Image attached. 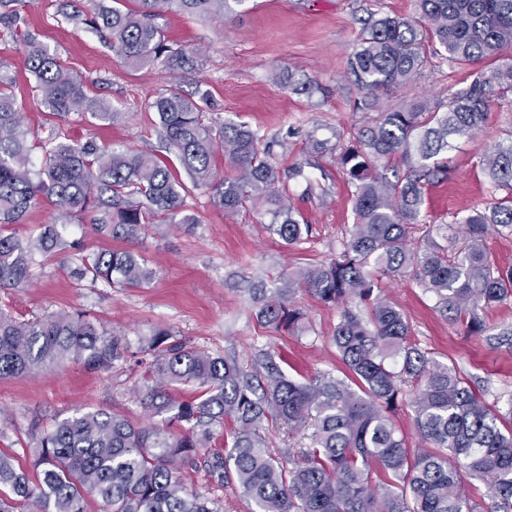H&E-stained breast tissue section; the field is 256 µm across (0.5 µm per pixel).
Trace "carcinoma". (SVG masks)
I'll use <instances>...</instances> for the list:
<instances>
[{"label":"carcinoma","instance_id":"1","mask_svg":"<svg viewBox=\"0 0 512 512\" xmlns=\"http://www.w3.org/2000/svg\"><path fill=\"white\" fill-rule=\"evenodd\" d=\"M243 0H139L122 10L88 0L89 22L109 34L112 50L131 66L162 57L180 73L199 55L174 50L161 38L154 17L185 12L219 18ZM419 20L370 16L348 59V71L371 110L380 93L414 77L426 65L425 39L448 53V61L475 64L512 47V0H416ZM28 70L52 114L86 115L115 123L122 113L88 96L84 82L56 54L31 38L21 40ZM14 79L0 75V288H24L38 257L64 250L73 279L91 287L139 288L155 272L129 249L89 250L64 238L58 224L23 235L17 225L46 202L86 215L96 232L130 241L145 225L195 224L185 213L188 187L214 191L227 216L253 201L269 217L266 231L288 246L311 232L288 204L280 170L261 149L262 136L243 124L213 115L210 92L171 93L150 107L159 136L174 157L146 147L106 148L94 139L52 133L29 141L12 91ZM512 94V63L476 72L469 86L446 101H420L377 113L357 139L339 147L310 137L309 153L336 154L354 187L356 224L341 248L319 265L298 269L271 293L252 289L257 318L267 328L297 331L304 315L293 303L298 289L339 311L332 341L347 368L343 377L317 373L295 381L270 354L253 370L237 360L213 356L159 329L144 351L159 380L140 399L142 408L165 416V425L143 427L104 409L78 411L50 428L38 423L31 469L15 467L0 454V512H85L88 498L104 512H220L218 505L184 482L181 465L211 446L214 427L231 419L230 449L212 454L210 472L235 481L254 512H479L472 481L484 482L492 498L488 512H512V403L508 411L484 402L460 371L441 366L408 341L404 313L382 293V277L408 272L436 298V308L469 335H495L512 346V327L496 329L479 311L512 298V267H502L486 246L489 232L512 236V133L484 155L481 165L504 198L474 209L457 224L410 243L423 223V188L448 175L444 154L451 141L477 131L496 98ZM42 150L39 168L32 151ZM237 175L219 178L217 152ZM399 159L391 176L376 162ZM442 242H437L434 236ZM118 339L82 313H60L17 321L0 313V379L36 376L71 360L90 371L112 368L124 357ZM415 385V423L430 451L408 448L391 414L403 387ZM188 386L180 399L172 386ZM294 432L312 429L309 446L286 468L272 455L265 426ZM388 482L372 484L373 467Z\"/></svg>","mask_w":512,"mask_h":512}]
</instances>
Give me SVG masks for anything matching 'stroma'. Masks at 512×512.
<instances>
[{
    "label": "stroma",
    "mask_w": 512,
    "mask_h": 512,
    "mask_svg": "<svg viewBox=\"0 0 512 512\" xmlns=\"http://www.w3.org/2000/svg\"><path fill=\"white\" fill-rule=\"evenodd\" d=\"M86 8V0H18L15 29L0 25V74L15 78L14 93L33 134L43 139L56 130L73 139L92 136L101 144L155 147L159 136L150 102L162 93L190 94L197 82H204L221 120L247 124L273 142L270 160L280 170L302 164V175L288 182V199L312 234L306 243L287 246L265 232V218L255 206L245 205L230 218L210 190L195 189L186 199L187 212L198 219L193 229L149 224L129 244L155 270L151 283L140 288L76 285L69 276L68 253L59 252L35 268L28 287L0 290V308L18 320L81 312L127 349L126 358L104 372H90L71 361L35 377L0 379V452L20 466L29 463V427L35 420L48 426L87 407L118 412L143 425L162 424V417H148L139 404L150 383L141 350L158 329L212 355L235 357L247 371L263 352L280 356L285 372L297 381L318 371H342L331 341L339 320L336 309L297 291L293 301L305 313L303 331L274 333L257 322L248 288L257 276L268 289L282 287L290 271L322 263L339 248L355 221L352 187L335 156L308 155V139L346 143L368 123V112L358 107L362 94L347 75L361 19L373 13L417 15L415 0H242L224 19L211 21L165 13L155 23L166 44L201 53L200 70L173 74L158 63L127 67L93 27L75 26L65 17ZM17 29L56 52L85 80L88 95L121 111V119L107 124L50 115L34 90L13 35ZM426 51L429 61L420 74L382 95L380 107L444 100L470 83L471 67L450 63L434 45ZM288 73L313 80L317 91H293L281 81ZM508 131L512 95L494 102L480 130L453 141L447 180L425 187L427 224L455 223L492 201V184L481 160ZM61 222L67 239L82 240L95 250L104 247L87 217L62 219L51 204L33 212L19 230ZM381 287L405 314L411 343L429 358L458 369L480 387L486 403L503 409L512 403V347L466 334L409 277L383 280ZM183 471L188 488L210 498L222 512H251L253 505L241 489L212 476L204 457Z\"/></svg>",
    "instance_id": "stroma-1"
}]
</instances>
